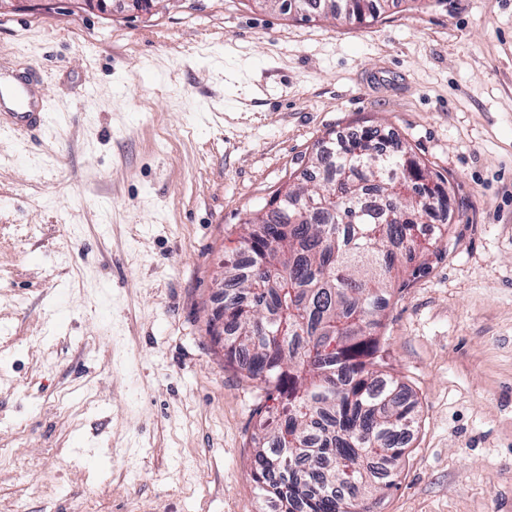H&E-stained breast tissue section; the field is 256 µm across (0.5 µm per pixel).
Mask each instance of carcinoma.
<instances>
[{
  "label": "carcinoma",
  "mask_w": 512,
  "mask_h": 512,
  "mask_svg": "<svg viewBox=\"0 0 512 512\" xmlns=\"http://www.w3.org/2000/svg\"><path fill=\"white\" fill-rule=\"evenodd\" d=\"M300 13L363 22L386 0H294ZM380 130L316 147L309 171L278 189L243 227L250 265L224 262V364L262 385L253 410V481L285 512H374L364 508L395 484L413 402L387 373L380 335L396 262L438 255L420 225L448 209L450 188ZM326 206L303 212L304 196Z\"/></svg>",
  "instance_id": "carcinoma-1"
}]
</instances>
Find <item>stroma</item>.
<instances>
[{"instance_id": "35a3bbf8", "label": "stroma", "mask_w": 512, "mask_h": 512, "mask_svg": "<svg viewBox=\"0 0 512 512\" xmlns=\"http://www.w3.org/2000/svg\"><path fill=\"white\" fill-rule=\"evenodd\" d=\"M0 512H277L263 396L208 323L239 226L365 125L450 187L448 246L384 311L416 403L377 512H512V0H391L371 22L257 0L0 11ZM7 97L14 112H1L0 125L12 128L18 132H32L45 125L46 113L42 99L33 100L32 93L25 83L11 86L7 91L0 87V106Z\"/></svg>"}]
</instances>
